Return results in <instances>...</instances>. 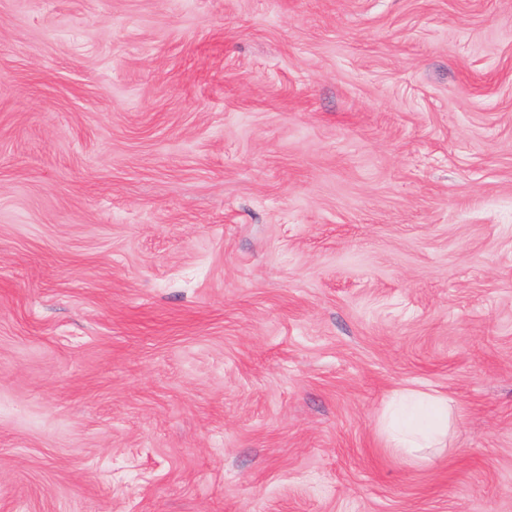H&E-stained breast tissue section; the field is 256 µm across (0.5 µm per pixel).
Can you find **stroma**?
Segmentation results:
<instances>
[{"mask_svg": "<svg viewBox=\"0 0 512 512\" xmlns=\"http://www.w3.org/2000/svg\"><path fill=\"white\" fill-rule=\"evenodd\" d=\"M0 512H512V0H0ZM438 415V424L431 430H425L415 421H407L393 428V438L397 448L418 451L421 448L440 446L448 429V399H433Z\"/></svg>", "mask_w": 512, "mask_h": 512, "instance_id": "35a3bbf8", "label": "stroma"}]
</instances>
